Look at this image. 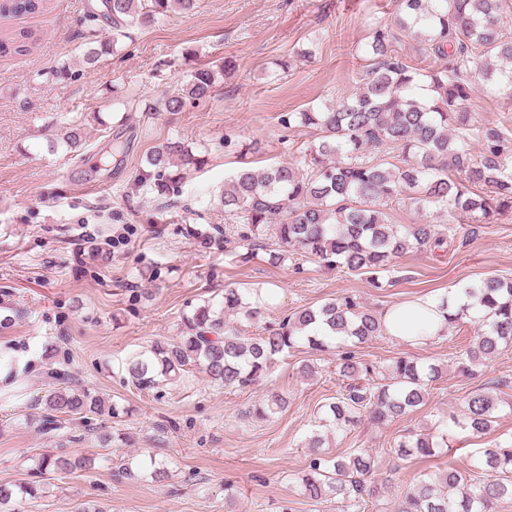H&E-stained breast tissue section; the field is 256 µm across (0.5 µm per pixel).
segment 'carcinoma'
Returning <instances> with one entry per match:
<instances>
[{
	"instance_id": "carcinoma-1",
	"label": "carcinoma",
	"mask_w": 512,
	"mask_h": 512,
	"mask_svg": "<svg viewBox=\"0 0 512 512\" xmlns=\"http://www.w3.org/2000/svg\"><path fill=\"white\" fill-rule=\"evenodd\" d=\"M196 0H101L112 18V37L93 28L80 34L83 63L94 68L114 53L126 30L160 23L174 8L190 12ZM505 0H398L394 23L376 25L366 51L365 82L336 107L290 112L281 124L317 131L308 144L304 166L279 164L263 170L243 166L224 184L220 203L235 227L224 228L243 242V258L268 252L278 265L287 250L270 248L263 237L297 247L330 268L370 276L390 271L395 260L414 249L447 248V228L419 221L406 226L391 222L388 209L409 201L417 209L431 208L448 223L491 224L512 212V174L504 154L508 131L485 123L468 110L472 74L486 89L512 93V34L501 25ZM41 0H0V14H32ZM421 38L425 51L445 61L437 69L414 67L394 50L399 33ZM30 35L0 38V55L26 51ZM220 70L198 68L176 85L165 99L169 112L209 98ZM84 123L70 119L50 146L81 151ZM481 144L474 158L469 143ZM203 157L179 139L155 146L137 175L138 186L158 196L175 194L184 175L199 169ZM466 302L448 315V327L463 319L479 323L472 344L460 353L463 369L490 362L512 347V280L488 277L461 286ZM267 308L236 288L224 289L218 303L207 301L185 316L186 334L172 342L156 341L126 361L132 384L155 389L181 376L186 367L205 371L227 388H246L263 377L275 361L306 345L313 351L340 350V373L354 380L324 405L323 420L338 431L364 417L378 423L393 421L424 404L429 383L437 380V364L399 359L377 383H360L373 365L357 361L353 347L382 332L378 314L351 297L306 307L285 317L278 327L263 324ZM241 315L261 325L262 333L245 339L226 322ZM288 400L272 392L257 415L265 418L285 409ZM104 402L89 392L65 386L46 400L35 417L53 432L68 417L88 433H97ZM501 409L493 395L469 393L456 428L475 436L490 432ZM448 447V422L440 420L428 433H410L389 449L401 460L432 458ZM309 461L300 493L311 501L333 497L344 512H366L374 494L369 484L375 459L357 448L345 456L325 451V438L315 429L305 439ZM92 458L65 455L42 457L36 473L71 472ZM512 501V444L485 448L473 473L454 468L426 472L396 502L394 512H499Z\"/></svg>"
}]
</instances>
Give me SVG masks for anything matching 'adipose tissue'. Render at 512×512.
<instances>
[{"mask_svg": "<svg viewBox=\"0 0 512 512\" xmlns=\"http://www.w3.org/2000/svg\"><path fill=\"white\" fill-rule=\"evenodd\" d=\"M455 294L451 288L441 296L419 297L388 307L380 314L384 333L411 344L445 335L449 309L443 306L442 300Z\"/></svg>", "mask_w": 512, "mask_h": 512, "instance_id": "ef3b65f1", "label": "adipose tissue"}]
</instances>
